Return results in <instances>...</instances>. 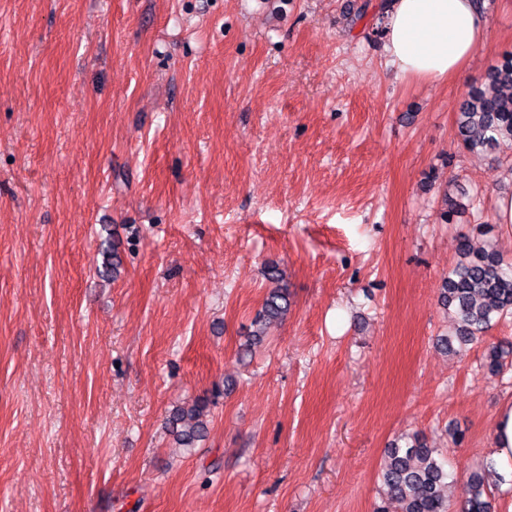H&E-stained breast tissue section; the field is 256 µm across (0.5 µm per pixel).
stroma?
<instances>
[{"label":"stroma","mask_w":512,"mask_h":512,"mask_svg":"<svg viewBox=\"0 0 512 512\" xmlns=\"http://www.w3.org/2000/svg\"><path fill=\"white\" fill-rule=\"evenodd\" d=\"M482 3L432 84L387 67L384 0H0V512H374L402 435L457 500L512 399L481 367L512 316L439 343L459 239L512 262V149L455 136L512 53V0ZM270 265L291 310L242 362ZM208 412L207 399H197L188 406H179L170 412L168 428L180 446L192 448L196 441L205 436Z\"/></svg>","instance_id":"1"}]
</instances>
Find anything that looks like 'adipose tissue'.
<instances>
[{"mask_svg": "<svg viewBox=\"0 0 512 512\" xmlns=\"http://www.w3.org/2000/svg\"><path fill=\"white\" fill-rule=\"evenodd\" d=\"M384 35L397 73L440 82L458 76L483 44L487 18L474 0H393ZM491 456L512 485V400L496 409Z\"/></svg>", "mask_w": 512, "mask_h": 512, "instance_id": "1", "label": "adipose tissue"}]
</instances>
